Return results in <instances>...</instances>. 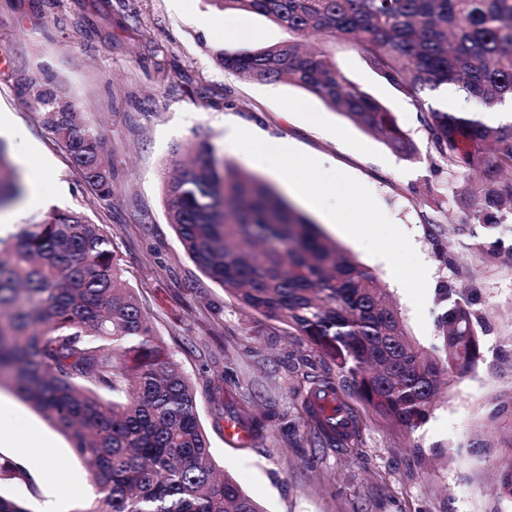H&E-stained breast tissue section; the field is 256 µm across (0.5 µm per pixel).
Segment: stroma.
<instances>
[{
	"instance_id": "35a3bbf8",
	"label": "stroma",
	"mask_w": 512,
	"mask_h": 512,
	"mask_svg": "<svg viewBox=\"0 0 512 512\" xmlns=\"http://www.w3.org/2000/svg\"><path fill=\"white\" fill-rule=\"evenodd\" d=\"M265 17L224 15L207 0H0V114L15 168L50 166L42 203L28 222L53 209L84 212L111 233L128 283L149 308L159 339L196 389L200 422L219 468L230 473L265 512H512L500 489L512 460V269L465 246L455 202L463 181L428 155L406 161L379 139L294 85L258 83L225 71L222 52L244 53L284 40ZM331 50L350 80L393 112L425 147L426 132L408 98L384 83L351 44ZM72 102L84 123L99 128L112 164V193L91 190L62 145L38 119L37 94ZM233 123L288 140L303 156L301 173L346 176L360 198L337 195L330 208L352 211L350 223L303 211L360 264L372 269L399 309L423 354L441 359L436 290L455 282L476 288L488 325L484 360L452 385L428 421L407 434L364 414L357 448H316L305 407L304 374L332 367L286 326L240 308L186 255L170 224L164 183L175 153L212 146L225 160L259 172L224 145ZM442 205L440 223L423 213ZM452 253L455 269L440 261ZM224 382V403L209 383ZM249 409L262 423L247 441L225 439L224 421ZM51 456L58 476L43 471ZM93 486L68 437L8 389H0V495L30 512L54 500L84 512Z\"/></svg>"
}]
</instances>
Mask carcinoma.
<instances>
[{"label":"carcinoma","mask_w":512,"mask_h":512,"mask_svg":"<svg viewBox=\"0 0 512 512\" xmlns=\"http://www.w3.org/2000/svg\"><path fill=\"white\" fill-rule=\"evenodd\" d=\"M262 15L289 38L249 53H222L224 70L285 81L319 96L406 161L419 159L394 113L351 82L327 51L302 41L329 35L354 46L383 82L411 99L429 154L452 174L474 172L458 195L462 231L512 267L500 230L512 205V125H487L512 99V0H211ZM452 84L470 112L429 104ZM40 118L95 192L112 191L102 134L68 105L39 96ZM164 186L168 223L184 251L239 305L305 337L336 366L365 411L407 432L428 420L451 385L483 359L476 289H439L444 358L424 356L377 275L327 237L263 177L218 159L205 145ZM24 186L0 141V209ZM68 436L89 466L95 506L84 512H263L229 475L219 476L196 394L155 337L125 278L112 237L76 211L52 210L0 239V387ZM116 396L107 401L101 392ZM310 435L336 447V416L359 437L360 412L336 403L328 378L308 401Z\"/></svg>","instance_id":"1"}]
</instances>
